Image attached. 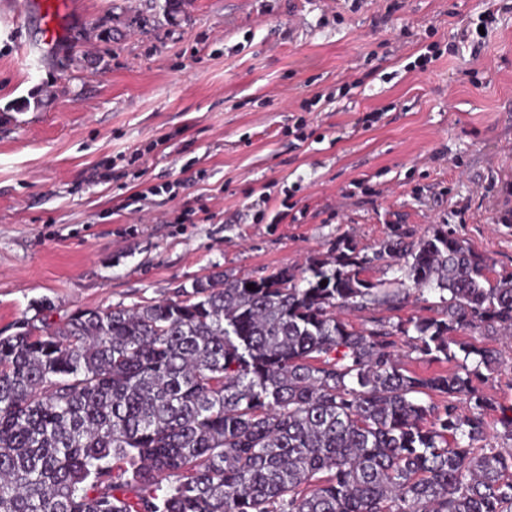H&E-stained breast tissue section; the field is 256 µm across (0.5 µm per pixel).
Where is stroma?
I'll use <instances>...</instances> for the list:
<instances>
[{
  "mask_svg": "<svg viewBox=\"0 0 512 512\" xmlns=\"http://www.w3.org/2000/svg\"><path fill=\"white\" fill-rule=\"evenodd\" d=\"M390 1L187 0L172 16L72 0L70 40L45 58L24 0H0V333L39 300L59 323L435 225L489 279L511 273L512 0ZM490 4L485 38L461 42ZM434 40L430 73L407 71ZM438 313L426 292L347 320ZM478 386L497 404L490 445L512 449V347Z\"/></svg>",
  "mask_w": 512,
  "mask_h": 512,
  "instance_id": "obj_1",
  "label": "stroma"
}]
</instances>
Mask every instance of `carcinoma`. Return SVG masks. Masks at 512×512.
<instances>
[{"mask_svg":"<svg viewBox=\"0 0 512 512\" xmlns=\"http://www.w3.org/2000/svg\"><path fill=\"white\" fill-rule=\"evenodd\" d=\"M384 256L394 288L344 238L298 275L218 273L61 324L36 304L0 336V512H512V452L484 444L494 403L474 373L395 358L397 336L451 361L462 331L511 335L512 273L490 281L441 227L392 234ZM413 290L438 293L441 315L361 331L339 317ZM459 349L487 369L500 355Z\"/></svg>","mask_w":512,"mask_h":512,"instance_id":"1","label":"carcinoma"}]
</instances>
